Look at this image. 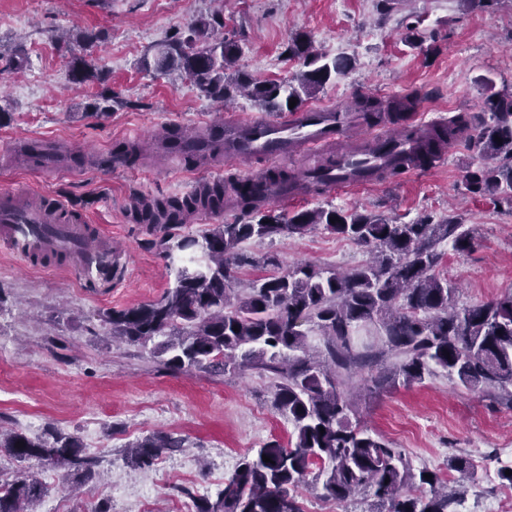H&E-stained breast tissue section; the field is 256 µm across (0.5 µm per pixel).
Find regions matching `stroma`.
<instances>
[{
  "label": "stroma",
  "instance_id": "stroma-1",
  "mask_svg": "<svg viewBox=\"0 0 512 512\" xmlns=\"http://www.w3.org/2000/svg\"><path fill=\"white\" fill-rule=\"evenodd\" d=\"M224 19L237 40L235 68L257 81L288 80L302 62L288 48L299 35L329 56L352 61L348 72L307 98V105L352 106L356 96L388 101L417 95L415 114L447 123L479 115L486 97L512 96V0L479 8L459 0H0V146L33 137L58 139L81 162L76 175H36L0 154V188H29L60 197L86 213L126 254L119 281L86 292L73 272L35 269L0 248V426L30 437L57 428L80 437L102 458L85 480L64 469L33 465L46 487L38 512H194L192 495L216 496L240 457L267 441H288L292 425L272 403L269 380L254 370L173 373L149 350L113 342L104 313L157 300L169 284L158 241L208 224L242 221L232 205L203 222L197 217L162 228L140 223L136 210L184 198L198 187L242 177L227 162L221 175L184 166L154 146L175 126L193 135L210 119L236 115L274 120L247 97L224 102L196 86L146 68L155 46L191 35L200 16ZM92 61L97 75L73 82V58ZM141 134L135 166L102 169L98 157ZM473 133L417 171L296 202L274 203L291 214L318 207L382 213L410 224L456 218L473 231L471 251L441 244L440 274L473 305L512 291V206L469 192L478 164ZM241 253L276 256L281 265L310 262L345 270L369 257L367 247L318 229L304 236L250 239ZM360 378L350 389L362 424L399 448L413 471L438 473L456 485L451 464L480 465L479 480L459 494L454 512H485L506 489L496 476L512 464V405L467 391L445 373L420 385L369 394ZM156 432L185 444L153 469L132 466L128 447ZM302 512H373L372 499L323 498L320 485L298 489Z\"/></svg>",
  "mask_w": 512,
  "mask_h": 512
}]
</instances>
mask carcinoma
<instances>
[{
  "mask_svg": "<svg viewBox=\"0 0 512 512\" xmlns=\"http://www.w3.org/2000/svg\"><path fill=\"white\" fill-rule=\"evenodd\" d=\"M289 52L302 60L305 70L286 86L254 82L239 73L228 76L238 45L227 38L202 46L192 38L166 42L154 54L153 67L163 73L179 71L181 79L216 99L242 87L265 112H296L304 98L352 66L349 58L313 50L304 38L296 39ZM71 74L83 82L93 75L92 66L76 57ZM292 98L296 105L291 109ZM411 106L408 99L385 105L360 96L355 111L373 120ZM485 111L489 120L477 135L485 163L469 171V190L512 203V100L491 94ZM468 128V118L457 115L448 126L435 129L416 164L431 162ZM233 192L247 222L163 236L159 245L172 284L154 302L112 310L103 318L112 339L151 347L173 372H223L233 365L265 373L274 408L292 423L288 443L274 439L255 454H245L216 499H196V512H301L297 489L314 466L326 498L346 502L365 491L387 512H450L456 496L441 485L437 473L427 479L429 470L420 471L422 492L412 493L414 474L403 454L352 422L355 409L346 379L365 370L376 384L411 386L440 370L469 391L512 404V292L481 304H456L457 288L437 272L443 258L439 247L449 240L455 251L468 252L473 240L469 229L452 218L438 224L427 219L396 224L381 214L323 207L287 218L261 208L254 191L239 182ZM223 197V187L216 184L199 198L171 199L141 216L156 224L199 204L217 206ZM335 217L338 221L330 222ZM319 227L368 247L371 258L338 272L307 262L283 268L276 257L267 256L266 275L245 282L231 275L232 267L253 264L239 252L242 242L304 235ZM306 323L323 337L324 354L311 351L302 329ZM384 353L396 363L380 379L372 375V367ZM183 444L172 433L154 434L130 445V462L149 468ZM0 449L20 463L13 479L0 480V512H36L34 505L45 490L29 472L34 462L64 467L84 479L92 478L100 463L77 436L56 429L37 439L0 431ZM264 455L271 461H263Z\"/></svg>",
  "mask_w": 512,
  "mask_h": 512,
  "instance_id": "1",
  "label": "carcinoma"
}]
</instances>
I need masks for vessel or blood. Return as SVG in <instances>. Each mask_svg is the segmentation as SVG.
<instances>
[{"mask_svg":"<svg viewBox=\"0 0 512 512\" xmlns=\"http://www.w3.org/2000/svg\"><path fill=\"white\" fill-rule=\"evenodd\" d=\"M361 121L344 108H307L284 121H214L224 135L226 161L245 164L258 157L284 165L295 157L308 161V174L321 176L323 191L359 189L371 184L375 168L410 157L429 127L421 121L396 134L368 132L357 135ZM339 144L331 171L318 158L328 144ZM36 152L30 165L40 171L61 166L60 142L33 138ZM245 182L258 185L264 202L296 201L307 197L306 188L275 181L254 170ZM0 243L38 263L63 262L76 270L86 290L94 291L117 281L124 253L102 230L87 224L83 214L48 199L41 192L0 191Z\"/></svg>","mask_w":512,"mask_h":512,"instance_id":"b4317fda","label":"vessel or blood"}]
</instances>
